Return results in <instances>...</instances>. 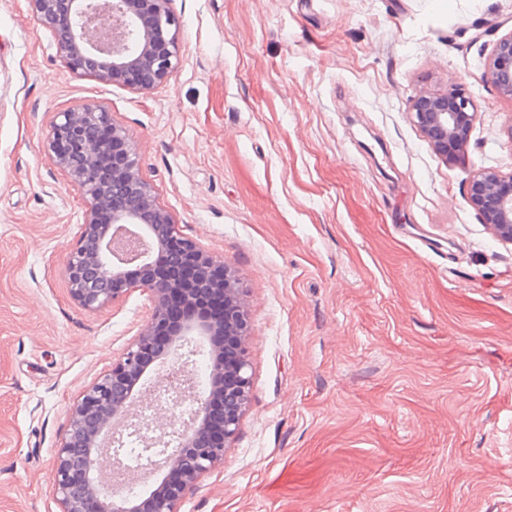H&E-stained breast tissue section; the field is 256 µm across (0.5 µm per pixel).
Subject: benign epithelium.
Returning a JSON list of instances; mask_svg holds the SVG:
<instances>
[{"label":"benign epithelium","instance_id":"obj_1","mask_svg":"<svg viewBox=\"0 0 512 512\" xmlns=\"http://www.w3.org/2000/svg\"><path fill=\"white\" fill-rule=\"evenodd\" d=\"M30 2L39 20L55 31L58 53L76 74L146 91L167 81L178 66L179 26L170 0ZM483 69L484 78L512 99V30L497 40ZM410 112L431 147L447 160L465 145L474 118L470 97L453 87L441 96L419 95ZM46 151L85 205L65 267L74 301L84 310H96L132 287L151 299L150 317L134 344L71 408L56 454L52 494L60 512H177L200 478L224 460V447L236 434L249 399V318L236 274L224 270V323L218 327L192 303L211 287V271L224 261L177 228L142 178L127 129L102 105L89 102L56 113ZM468 199L495 235L512 243V172H475ZM174 244L194 266V279L188 282L151 275L154 261ZM174 299L188 312L171 325L170 341L160 350L155 333ZM150 366L155 379L137 397L131 383L140 382ZM171 378L177 386L144 439L154 441L183 401H193L194 411L184 421L178 444L140 476H157L153 488L130 497L125 489L132 479L119 470L112 447L139 424L140 410ZM218 394L224 397V413L215 426L211 404Z\"/></svg>","mask_w":512,"mask_h":512}]
</instances>
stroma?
I'll use <instances>...</instances> for the list:
<instances>
[{"label": "stroma", "instance_id": "obj_1", "mask_svg": "<svg viewBox=\"0 0 512 512\" xmlns=\"http://www.w3.org/2000/svg\"><path fill=\"white\" fill-rule=\"evenodd\" d=\"M180 64L148 91L78 76L0 0V512H60L69 411L150 316L64 267L84 204L44 150L87 102L125 126L179 230L235 271L249 402L178 512H512V243L467 195L512 172L481 61L512 0H171ZM457 84L456 159L410 112Z\"/></svg>", "mask_w": 512, "mask_h": 512}]
</instances>
